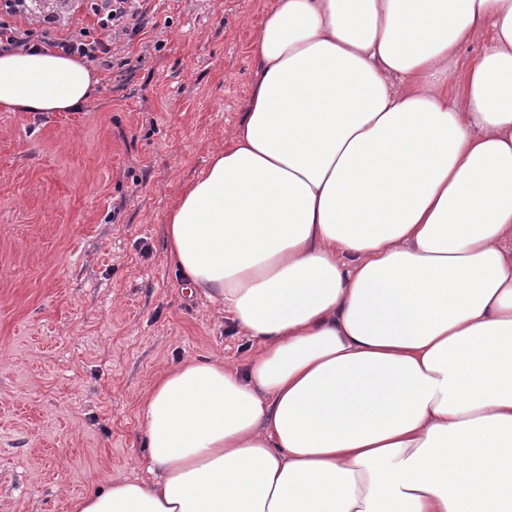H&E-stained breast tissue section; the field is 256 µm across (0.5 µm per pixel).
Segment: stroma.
I'll return each mask as SVG.
<instances>
[{"label":"stroma","mask_w":512,"mask_h":512,"mask_svg":"<svg viewBox=\"0 0 512 512\" xmlns=\"http://www.w3.org/2000/svg\"><path fill=\"white\" fill-rule=\"evenodd\" d=\"M270 2L146 0L84 111L0 112V512L147 478L156 375L256 351L188 285L165 221L241 119Z\"/></svg>","instance_id":"35a3bbf8"}]
</instances>
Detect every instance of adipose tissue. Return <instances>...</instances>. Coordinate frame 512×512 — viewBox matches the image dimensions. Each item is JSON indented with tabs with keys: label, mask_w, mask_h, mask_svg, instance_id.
I'll return each mask as SVG.
<instances>
[{
	"label": "adipose tissue",
	"mask_w": 512,
	"mask_h": 512,
	"mask_svg": "<svg viewBox=\"0 0 512 512\" xmlns=\"http://www.w3.org/2000/svg\"><path fill=\"white\" fill-rule=\"evenodd\" d=\"M254 52L166 241L259 350L158 374L151 481L72 512H512V0H271ZM100 83L0 54L6 112Z\"/></svg>",
	"instance_id": "adipose-tissue-1"
}]
</instances>
